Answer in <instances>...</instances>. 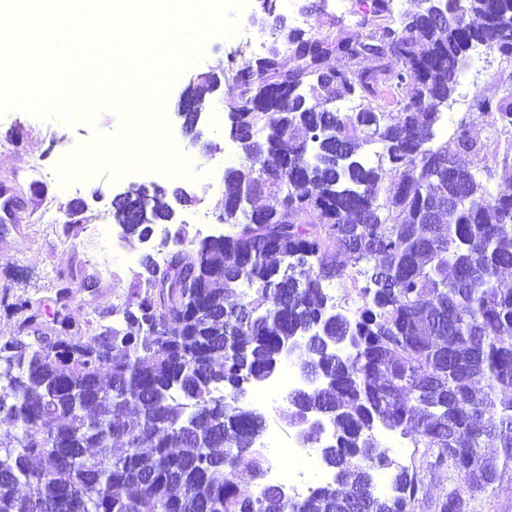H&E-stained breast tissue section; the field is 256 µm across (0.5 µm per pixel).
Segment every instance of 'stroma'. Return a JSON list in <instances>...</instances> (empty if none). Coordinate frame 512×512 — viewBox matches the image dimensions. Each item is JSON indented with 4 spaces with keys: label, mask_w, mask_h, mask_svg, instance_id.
Returning <instances> with one entry per match:
<instances>
[{
    "label": "stroma",
    "mask_w": 512,
    "mask_h": 512,
    "mask_svg": "<svg viewBox=\"0 0 512 512\" xmlns=\"http://www.w3.org/2000/svg\"><path fill=\"white\" fill-rule=\"evenodd\" d=\"M275 15L284 17L288 29H302L305 37H342L361 31L370 14L364 0H296L310 24L298 27L282 0H272ZM262 0H247L237 34H215L204 45L203 58L195 63L198 71L233 72L255 58L254 29L248 21L260 13ZM190 72H183L169 91L165 113L171 137L181 153L189 159L191 170L185 176L163 175L155 180L167 195L183 191L187 204L175 205L176 227L188 238L200 239L223 231L220 217L224 212V163L230 147L224 127L207 126L205 136L212 145L210 153H198L181 127L177 115L183 90ZM512 87V62L498 54L485 52L482 66L474 71L467 85L457 86L455 93L471 102L467 110L449 107L453 124L467 123L478 140L486 142L489 154L512 155V135L499 142L488 139V125L479 117L478 99L499 97ZM123 126L111 110L101 113L95 123L77 119L72 124L46 121L24 110H12L0 117V133L8 132L13 144L0 148V184L11 186L22 202L16 220L0 224V336L17 334L26 300L39 302L45 332L55 333L61 321H68L69 332L90 342L99 325L113 321V307L124 304L141 271L140 260L150 245L126 241L113 219L112 197L127 190V183L114 179L109 168L83 175L78 183L62 184L57 172L60 164L83 145L99 136L116 134ZM45 175L32 176L33 167ZM108 227L105 239L90 237L88 225ZM112 260L111 281L95 275L91 261L99 253Z\"/></svg>",
    "instance_id": "stroma-1"
}]
</instances>
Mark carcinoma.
<instances>
[{
  "instance_id": "carcinoma-1",
  "label": "carcinoma",
  "mask_w": 512,
  "mask_h": 512,
  "mask_svg": "<svg viewBox=\"0 0 512 512\" xmlns=\"http://www.w3.org/2000/svg\"><path fill=\"white\" fill-rule=\"evenodd\" d=\"M410 3L396 17L393 0H375L381 23L335 40L275 18L283 36L232 77L230 109L263 137L226 175L227 231L198 242L177 232L185 249L164 244L128 316L90 343L66 325L48 345L0 337V512H414L417 472L375 489L373 473L392 463L375 451L379 430L436 449L428 472L456 479L436 512H469L512 469V192L491 194L457 154L430 146L468 43L512 59V0H463L448 28L432 16L453 4ZM332 53L377 65L332 69ZM386 91L396 117L378 104ZM350 97L359 111L328 107ZM476 107L512 129V89ZM455 139L483 151L466 125ZM485 169L512 182L507 156ZM242 192L278 206L252 219ZM130 195L167 219L162 190ZM113 218L129 237L151 229L124 222L121 206ZM340 254L364 265L366 302L352 316L324 288L346 275ZM293 342L324 383L277 413L332 426L330 441L312 431L306 445L335 479L275 500L260 485L264 414L219 398L268 380Z\"/></svg>"
}]
</instances>
